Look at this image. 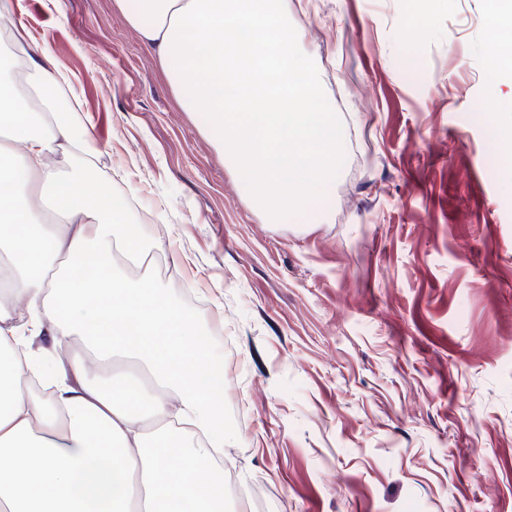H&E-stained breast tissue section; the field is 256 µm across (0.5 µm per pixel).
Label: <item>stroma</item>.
I'll return each mask as SVG.
<instances>
[{"instance_id":"1","label":"stroma","mask_w":512,"mask_h":512,"mask_svg":"<svg viewBox=\"0 0 512 512\" xmlns=\"http://www.w3.org/2000/svg\"><path fill=\"white\" fill-rule=\"evenodd\" d=\"M158 280L224 357L243 512H512V86L490 0H288L343 123L271 222L112 0H13Z\"/></svg>"}]
</instances>
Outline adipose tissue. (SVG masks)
Segmentation results:
<instances>
[{
  "mask_svg": "<svg viewBox=\"0 0 512 512\" xmlns=\"http://www.w3.org/2000/svg\"><path fill=\"white\" fill-rule=\"evenodd\" d=\"M63 77L47 51L0 62V512H225L224 368L154 276L126 275L138 225L69 112L37 109ZM43 334L133 368L102 389L84 357L58 361L33 401Z\"/></svg>",
  "mask_w": 512,
  "mask_h": 512,
  "instance_id": "adipose-tissue-1",
  "label": "adipose tissue"
}]
</instances>
